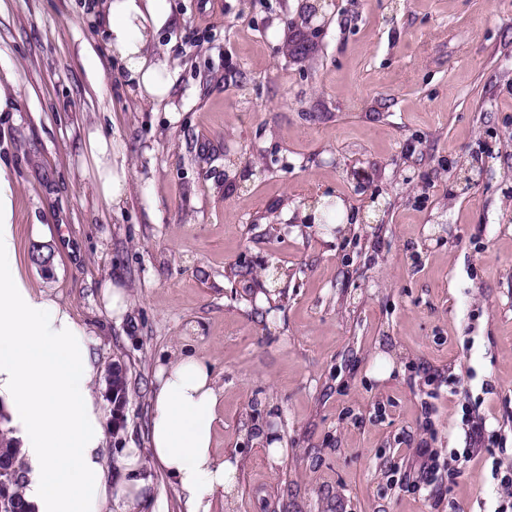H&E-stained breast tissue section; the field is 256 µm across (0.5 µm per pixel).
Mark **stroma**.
<instances>
[{"label":"stroma","instance_id":"obj_1","mask_svg":"<svg viewBox=\"0 0 512 512\" xmlns=\"http://www.w3.org/2000/svg\"><path fill=\"white\" fill-rule=\"evenodd\" d=\"M168 2L154 100L109 54L99 0H0L16 267L91 335L103 411L107 366L127 372L109 473L147 448L158 362L187 346L238 463L211 512H493L488 455L438 507L400 478L421 444L463 447L466 414L512 460V0H330L298 59L302 0ZM327 200L336 223H310ZM99 169V180L101 191L104 198L112 204V206L119 207L125 195V175L122 170V176L110 169Z\"/></svg>","mask_w":512,"mask_h":512}]
</instances>
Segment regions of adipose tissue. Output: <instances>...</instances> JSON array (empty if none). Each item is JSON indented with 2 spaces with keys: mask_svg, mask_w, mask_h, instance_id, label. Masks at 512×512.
Here are the masks:
<instances>
[{
  "mask_svg": "<svg viewBox=\"0 0 512 512\" xmlns=\"http://www.w3.org/2000/svg\"><path fill=\"white\" fill-rule=\"evenodd\" d=\"M106 28L132 80L162 98L160 63L145 51L151 29L168 16L166 0H106ZM13 200L0 168V400L18 417L31 472L25 496L36 512H104L111 497L133 512L151 497V466L169 478L185 512H211L232 498L238 468L214 455L220 393L209 366L180 353L155 373L148 453L124 449L118 485L103 455L104 417L92 383L93 341L70 314L27 288L15 270Z\"/></svg>",
  "mask_w": 512,
  "mask_h": 512,
  "instance_id": "adipose-tissue-1",
  "label": "adipose tissue"
}]
</instances>
